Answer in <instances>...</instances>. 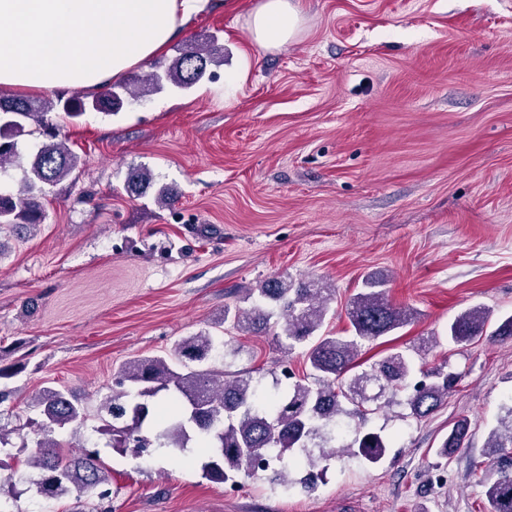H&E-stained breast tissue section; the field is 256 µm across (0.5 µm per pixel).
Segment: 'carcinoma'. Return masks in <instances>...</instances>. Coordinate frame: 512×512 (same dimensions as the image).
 <instances>
[{
    "mask_svg": "<svg viewBox=\"0 0 512 512\" xmlns=\"http://www.w3.org/2000/svg\"><path fill=\"white\" fill-rule=\"evenodd\" d=\"M224 62V47L211 36L206 43L183 51L167 63H151L145 83L154 92L187 91L206 75L207 67ZM133 91L123 83L110 84L99 93L73 91L53 98H22L0 94V177L20 166V139L45 136L29 166L22 168L18 190L0 188V227L35 228L45 220L41 198L46 187L63 181L78 165L79 157L57 140L59 122H73L87 112L112 114L123 109ZM153 181L152 173L131 169L127 189L133 193ZM254 311H231L224 306V320L240 330H259L274 324L275 336L286 341L288 353L302 351L308 371L280 393L262 395L260 383L248 373L200 369L212 359L222 340L209 331L180 339L168 356L127 361L118 371L119 389L106 396L100 430L112 434L114 448H166L183 451L193 446L210 454L203 470L210 478L233 484L240 478L259 479L271 470L281 492L288 493L295 480L291 472L312 468L336 454V442L345 434V419L358 418L356 437L345 445L348 457L367 467L380 465L386 454L381 435L365 432L368 415L382 405L380 396H368L365 386L383 382L382 390H406V405L416 419L427 418L443 405L459 379L445 367L427 369L422 351L391 349L371 369L357 368L367 342L395 332L414 320L409 309L397 308L386 298L380 281L367 279L362 291L346 305L350 333L338 336L323 329L333 295L314 280H267L255 289ZM489 312L476 306L448 322V343L463 349L486 338L494 343L512 342V316L489 332ZM162 396L166 406L156 418L154 431L143 430L150 414L149 401ZM41 438L27 464L36 474L20 476L46 499L71 490L104 500L110 495V471L95 454L71 455L54 438L60 430L76 434L87 427V408L70 390L42 388L33 398ZM498 427L489 432L482 486L486 512H512V399L503 407ZM470 421L458 419L441 439L440 454L448 457L468 447Z\"/></svg>",
    "mask_w": 512,
    "mask_h": 512,
    "instance_id": "obj_1",
    "label": "carcinoma"
}]
</instances>
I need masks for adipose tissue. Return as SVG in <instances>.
<instances>
[{"instance_id":"adipose-tissue-1","label":"adipose tissue","mask_w":512,"mask_h":512,"mask_svg":"<svg viewBox=\"0 0 512 512\" xmlns=\"http://www.w3.org/2000/svg\"><path fill=\"white\" fill-rule=\"evenodd\" d=\"M206 0H0V86L18 92L97 90L162 52ZM293 0H258L256 46L285 45Z\"/></svg>"}]
</instances>
